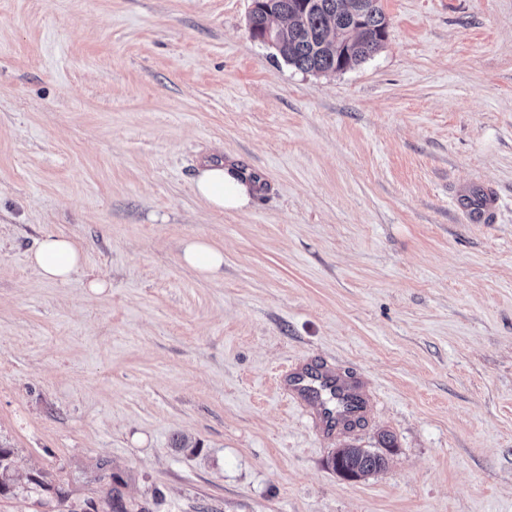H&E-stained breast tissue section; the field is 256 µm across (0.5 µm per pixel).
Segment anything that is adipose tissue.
<instances>
[{"label": "adipose tissue", "instance_id": "adipose-tissue-1", "mask_svg": "<svg viewBox=\"0 0 512 512\" xmlns=\"http://www.w3.org/2000/svg\"><path fill=\"white\" fill-rule=\"evenodd\" d=\"M196 195L218 211L240 212L250 207L258 194L256 182L230 162L205 164L194 182ZM34 272L47 281L68 283L83 264L81 248L63 236H47L30 253Z\"/></svg>", "mask_w": 512, "mask_h": 512}]
</instances>
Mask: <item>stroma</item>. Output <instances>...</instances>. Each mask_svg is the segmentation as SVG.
Returning <instances> with one entry per match:
<instances>
[{
	"mask_svg": "<svg viewBox=\"0 0 512 512\" xmlns=\"http://www.w3.org/2000/svg\"><path fill=\"white\" fill-rule=\"evenodd\" d=\"M382 7V49L314 75L251 0H0V512H512V0ZM221 160L248 211L196 197ZM49 235L68 283L29 265ZM311 359L367 385L350 433L283 395ZM347 447L388 463L345 479ZM196 195L218 211L248 209L258 195L256 182L231 162L207 163L194 182ZM461 208L465 210L470 224H494L500 212L499 199L493 192L485 193L478 205ZM29 263L41 279L65 284L81 268L83 253L73 240L49 235L30 253ZM183 260L202 275L217 272L224 264V253L208 243L190 241L183 249Z\"/></svg>",
	"mask_w": 512,
	"mask_h": 512,
	"instance_id": "1",
	"label": "stroma"
}]
</instances>
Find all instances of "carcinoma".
<instances>
[{"instance_id":"1","label":"carcinoma","mask_w":512,"mask_h":512,"mask_svg":"<svg viewBox=\"0 0 512 512\" xmlns=\"http://www.w3.org/2000/svg\"><path fill=\"white\" fill-rule=\"evenodd\" d=\"M253 0L249 23L255 39L276 27V50L285 63L303 73L350 70L371 58L386 40L387 19L381 0ZM360 11L367 29H350L348 15ZM346 468L360 475L381 470L379 455L349 451Z\"/></svg>"}]
</instances>
